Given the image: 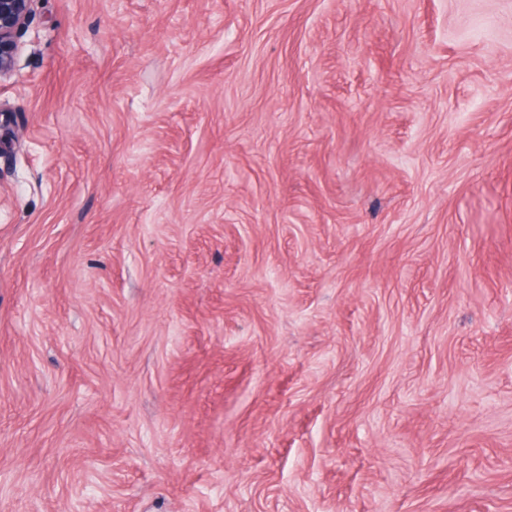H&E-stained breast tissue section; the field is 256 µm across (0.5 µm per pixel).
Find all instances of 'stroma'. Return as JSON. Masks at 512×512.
Instances as JSON below:
<instances>
[{"label":"stroma","mask_w":512,"mask_h":512,"mask_svg":"<svg viewBox=\"0 0 512 512\" xmlns=\"http://www.w3.org/2000/svg\"><path fill=\"white\" fill-rule=\"evenodd\" d=\"M0 77V512H512V0H33Z\"/></svg>","instance_id":"stroma-1"}]
</instances>
